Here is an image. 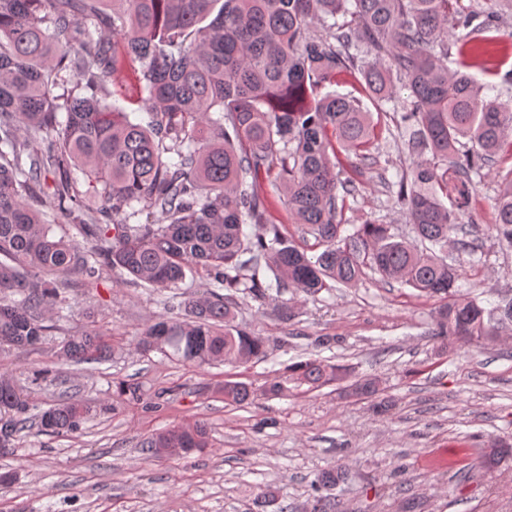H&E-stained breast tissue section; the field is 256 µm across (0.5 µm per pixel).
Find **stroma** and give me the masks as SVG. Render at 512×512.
Wrapping results in <instances>:
<instances>
[{"label":"stroma","mask_w":512,"mask_h":512,"mask_svg":"<svg viewBox=\"0 0 512 512\" xmlns=\"http://www.w3.org/2000/svg\"><path fill=\"white\" fill-rule=\"evenodd\" d=\"M380 124L373 168H362L355 155L340 157L338 177L360 181L342 218L349 226L390 224L407 237L397 192L383 183L398 181L411 157L390 118ZM511 178L512 159L487 171L475 186V206L459 216L471 247L448 249L464 295L483 306L512 297V248L487 231ZM206 283L199 274L157 290L130 283L120 270H103L95 281L74 273L60 289L62 316L43 342L0 351V374L24 389L33 413L68 396L110 407L72 434L27 433L14 454L0 457V473L17 474L12 488L0 490V512H257L255 498L266 487L289 512H301L316 473L337 463L353 475L338 494L343 512H401L410 499L421 512H512V464L492 473L478 465L488 441H512V331L490 345L443 347L429 334L440 299L369 272L355 286L314 296L284 292L289 320L275 303L239 296L237 324L268 340L262 360L198 367L142 352L147 324L183 318L186 294ZM87 327L110 331L111 356L58 360L61 341ZM322 336L332 345H319ZM309 359L376 379L392 410L373 413L369 400L345 396L341 382L316 389L291 382L280 396L225 406V381L259 388L284 365ZM46 365L55 367V380L34 381ZM122 381L138 385L143 402L119 397ZM198 420L210 426L209 448L185 458L142 453L145 438Z\"/></svg>","instance_id":"obj_1"}]
</instances>
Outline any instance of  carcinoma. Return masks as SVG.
I'll return each instance as SVG.
<instances>
[{
	"label": "carcinoma",
	"mask_w": 512,
	"mask_h": 512,
	"mask_svg": "<svg viewBox=\"0 0 512 512\" xmlns=\"http://www.w3.org/2000/svg\"><path fill=\"white\" fill-rule=\"evenodd\" d=\"M498 22L453 0H0V348L41 344L63 310L62 279L75 272L97 279L106 267L156 289L206 275L209 289L184 301L185 319L155 320L140 340L145 353L198 366L265 356L264 340L235 324L237 294L261 302L285 288L314 295L335 283L354 286L367 270L443 299L436 338L495 341L512 325V300L487 309L463 297L457 268L440 252L468 247L451 237L458 214L483 170L512 157V102L486 99L496 85L467 73L497 43ZM459 28L466 33L454 57L448 33ZM355 42L367 58L346 51ZM133 65L145 125L106 103L109 85ZM352 71L362 96L321 93ZM400 90L406 97L392 122L408 133L414 158L398 198L413 240L372 222L345 235L339 202L356 184L338 180L336 164L344 152L376 163L380 128L363 99L389 101ZM37 139L47 140L46 151L30 150ZM274 193L324 247L318 256L308 257L275 223ZM155 210L161 223H129ZM50 213L87 245L56 236ZM495 213L490 237L512 246V181ZM248 224L261 232H246ZM104 336L71 334L60 358L101 360ZM347 376L327 360L301 361L260 393ZM349 390L378 392L371 379ZM260 393L251 383L224 382L230 405ZM2 410L0 441L13 448L30 430V408L24 390L0 375ZM92 410L63 400L37 415L38 432L74 433ZM208 444V426L197 421L151 435L142 450L161 458L169 448L188 455ZM511 456L512 446L497 442L480 465L490 472ZM348 480L344 465L321 470L310 483L314 512H340L328 491Z\"/></svg>",
	"instance_id": "carcinoma-1"
}]
</instances>
